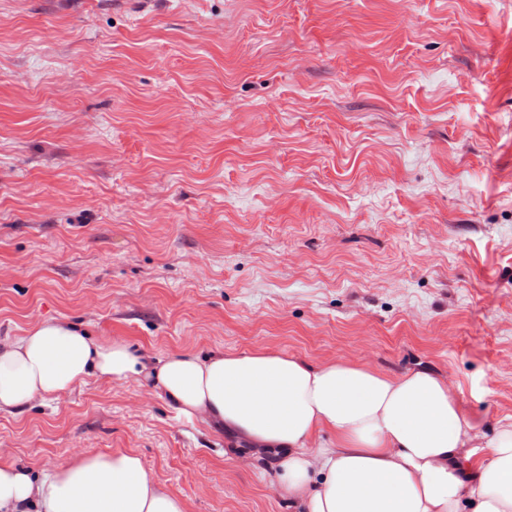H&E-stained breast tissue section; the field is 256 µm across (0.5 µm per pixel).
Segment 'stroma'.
Returning a JSON list of instances; mask_svg holds the SVG:
<instances>
[{"label":"stroma","mask_w":512,"mask_h":512,"mask_svg":"<svg viewBox=\"0 0 512 512\" xmlns=\"http://www.w3.org/2000/svg\"><path fill=\"white\" fill-rule=\"evenodd\" d=\"M269 348L512 416V0H0V339ZM138 455L188 512H293L138 382L0 414L43 470Z\"/></svg>","instance_id":"stroma-1"}]
</instances>
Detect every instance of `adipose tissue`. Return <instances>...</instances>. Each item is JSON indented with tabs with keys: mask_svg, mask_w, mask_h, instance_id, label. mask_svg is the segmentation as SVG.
I'll use <instances>...</instances> for the list:
<instances>
[{
	"mask_svg": "<svg viewBox=\"0 0 512 512\" xmlns=\"http://www.w3.org/2000/svg\"><path fill=\"white\" fill-rule=\"evenodd\" d=\"M138 381L177 419L220 430L259 461L296 512H512V419L492 434L447 378L388 375L277 350L154 358L66 320L0 341V414L89 379ZM0 512H188L131 452L73 454L40 472L0 459Z\"/></svg>",
	"mask_w": 512,
	"mask_h": 512,
	"instance_id": "obj_1",
	"label": "adipose tissue"
}]
</instances>
